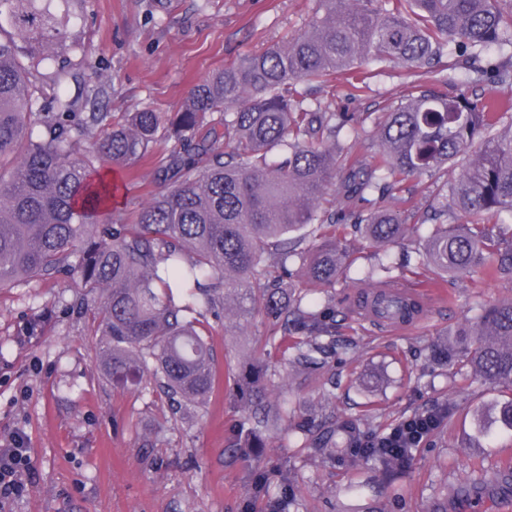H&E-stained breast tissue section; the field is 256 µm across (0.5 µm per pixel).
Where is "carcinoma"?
I'll use <instances>...</instances> for the list:
<instances>
[{
  "mask_svg": "<svg viewBox=\"0 0 512 512\" xmlns=\"http://www.w3.org/2000/svg\"><path fill=\"white\" fill-rule=\"evenodd\" d=\"M307 29L245 56L194 86L179 111L149 108L79 112L62 77L36 66L68 48L67 32L38 0H0V289L63 275L102 292V362L112 384L142 386L145 376L172 403L204 404L215 388L209 317L230 314L234 327L265 319L264 346L308 373L355 359L359 342L336 338L330 289L343 278L347 252L336 225L352 224L378 250L409 230L388 202L405 178L459 170L442 188L454 224H437L421 264L450 276L481 273L512 281V239L494 232L512 218V108L491 98L441 93L423 84L384 113L378 150L367 161L336 146L355 120L349 112L304 105L288 86L325 81L393 63L407 69L454 66L512 46V0H319ZM512 84V63L492 68ZM86 97L101 93L99 68L83 73ZM220 114V119L213 118ZM98 138L87 139L93 131ZM162 142L165 150L158 149ZM149 160L171 186L137 212L112 208V182L99 164ZM335 185L337 207L326 208ZM298 267L314 289L287 286ZM371 267L351 279L359 290L346 308L411 322L422 312L385 286L399 279ZM465 372L491 399L442 396L375 424L369 405L336 413L329 424L304 418L288 438L316 465L349 479L357 494L409 475L421 452L472 412V448L495 433L512 437V300L479 305L473 317L432 347L416 387L436 372ZM275 373L261 357L233 375L242 407L227 436L241 462L258 459L263 435L288 416L265 399ZM300 479L283 461L254 467L237 512H300Z\"/></svg>",
  "mask_w": 512,
  "mask_h": 512,
  "instance_id": "obj_1",
  "label": "carcinoma"
}]
</instances>
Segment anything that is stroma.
<instances>
[{
  "mask_svg": "<svg viewBox=\"0 0 512 512\" xmlns=\"http://www.w3.org/2000/svg\"><path fill=\"white\" fill-rule=\"evenodd\" d=\"M316 7L317 0H176L171 13L153 14L149 0H51V12L67 23L71 47L43 69L64 68L63 89L77 97L80 74L96 64L105 83L95 102L100 111L118 115L147 107L171 113L214 70L301 33ZM432 82L422 69L404 74L378 67L361 89H353L339 74L310 94L330 110L359 113V124L338 140L368 157L377 149L376 123L382 113L415 85ZM111 176L121 187L119 206L129 212L167 186L164 174L147 160ZM453 176L442 170L403 181L394 206L415 230L387 256H380L354 228H346L342 242L354 269L382 262L391 275H410L406 260L432 230L423 216ZM417 282L450 299L422 325L379 329L341 321L340 338L360 337L372 348L343 369L335 396L324 394L321 375L298 371L275 356L271 365L277 376L267 398L316 417L328 406L355 413L369 402L383 422L420 404L408 369L424 365L430 347L457 330L476 302L512 300V283L429 270ZM81 294L61 275L0 290V440L24 436L33 466L26 492L10 501L5 512H236L250 467L224 451L228 429L239 417L229 375L259 353L266 323L255 319L232 336L225 335L223 324H215V392L204 406L176 416L159 389L113 387L99 358L94 309L82 305ZM470 431L469 413L460 414L451 432L425 449L415 471L395 489L378 487L350 499L341 492L345 477L307 465V449L289 445L287 430L266 434L259 462L287 461L298 468L307 512L346 507L354 512H428L442 496L448 499V512H471L459 491L482 472L488 478L482 512H501L500 495L512 490L501 480L512 472V437H497L488 448H468L464 442Z\"/></svg>",
  "mask_w": 512,
  "mask_h": 512,
  "instance_id": "1",
  "label": "stroma"
}]
</instances>
